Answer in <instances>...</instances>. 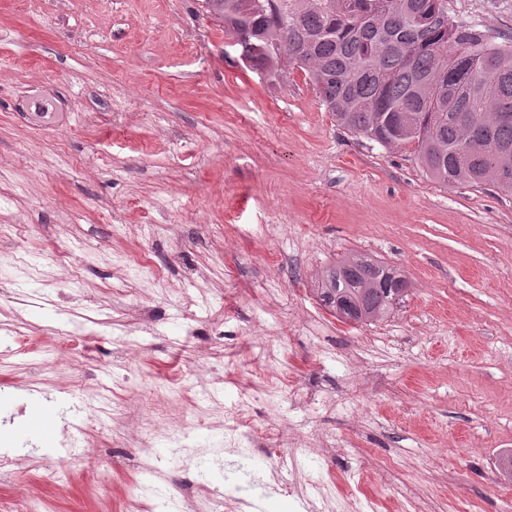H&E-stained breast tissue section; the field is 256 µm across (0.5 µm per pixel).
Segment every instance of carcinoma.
Here are the masks:
<instances>
[{"label": "carcinoma", "instance_id": "carcinoma-1", "mask_svg": "<svg viewBox=\"0 0 512 512\" xmlns=\"http://www.w3.org/2000/svg\"><path fill=\"white\" fill-rule=\"evenodd\" d=\"M202 0L260 69L299 68L343 128L385 148L416 147L430 179L512 194V37L448 16L447 0ZM364 255L321 275L322 304L346 321L385 318L407 292Z\"/></svg>", "mask_w": 512, "mask_h": 512}]
</instances>
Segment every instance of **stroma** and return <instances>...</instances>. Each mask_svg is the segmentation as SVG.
I'll list each match as a JSON object with an SVG mask.
<instances>
[{
	"mask_svg": "<svg viewBox=\"0 0 512 512\" xmlns=\"http://www.w3.org/2000/svg\"><path fill=\"white\" fill-rule=\"evenodd\" d=\"M452 20L512 36V0H448ZM51 104L37 122L35 103ZM0 326L38 338L101 335L49 372L45 354L0 341V429L29 437L71 475L61 496L0 478L51 512H122L136 459L182 463L159 443L142 457L112 445L108 486L54 445L73 419L70 375L112 406L170 373L222 372L220 402L251 400L257 424L306 469L307 448L338 482L357 474L383 512H512V196L448 186L414 146L387 149L337 125L298 69L279 75L241 58L201 0H0ZM145 224L166 225L147 239ZM70 253L49 257L51 244ZM150 257L164 281L135 278L126 255ZM396 269L409 291L385 319L341 320L317 276L350 255ZM293 376L299 402L260 369Z\"/></svg>",
	"mask_w": 512,
	"mask_h": 512,
	"instance_id": "1",
	"label": "stroma"
}]
</instances>
